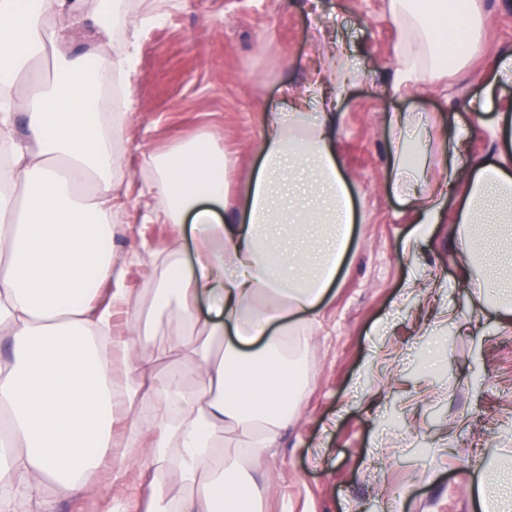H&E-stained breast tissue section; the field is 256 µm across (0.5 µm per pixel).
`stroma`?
Here are the masks:
<instances>
[{
  "label": "stroma",
  "instance_id": "35a3bbf8",
  "mask_svg": "<svg viewBox=\"0 0 512 512\" xmlns=\"http://www.w3.org/2000/svg\"><path fill=\"white\" fill-rule=\"evenodd\" d=\"M155 0H122L111 36L79 28L73 50L112 53L124 25L152 13ZM482 24L471 59L426 90L389 96L398 29L385 0H182L142 33L130 91L138 110L112 137L126 176L112 189V288L137 302L149 346L168 347L178 328L146 299L164 274L160 258H194L189 231L146 219L154 157L210 135L232 165L228 207L241 206L263 114L304 89L315 31L346 49L366 79L336 99V152L351 180L356 221L338 279L301 339L307 373L296 413L251 470L266 495L260 512H479L468 487L474 465L512 453V329L480 310L478 291L455 260L456 228L432 225L412 254L409 211L388 191L386 115H433L446 136L459 121L485 127L466 142L479 156L494 141L496 112L512 113V85L497 87L496 112L481 101L502 50L512 47V0H478ZM422 287L404 296L406 281ZM96 492L58 496L55 512H104L110 472Z\"/></svg>",
  "mask_w": 512,
  "mask_h": 512
}]
</instances>
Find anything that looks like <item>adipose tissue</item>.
Listing matches in <instances>:
<instances>
[{"instance_id": "1", "label": "adipose tissue", "mask_w": 512, "mask_h": 512, "mask_svg": "<svg viewBox=\"0 0 512 512\" xmlns=\"http://www.w3.org/2000/svg\"><path fill=\"white\" fill-rule=\"evenodd\" d=\"M180 0H158L156 11L127 26L112 58L69 51L75 20L96 15L111 33L117 0H0V144L12 151L0 167V333L10 353L0 358V411L9 430L0 438V512L25 500L32 512H53L45 487L79 495L108 464L122 489L134 463L153 471L140 491L145 512H254L261 488L243 477L244 462L224 448L225 428L251 441L264 458L296 410L288 390V336L316 319L349 250L353 207L347 176L336 158L332 113L341 90L364 73L326 36H318V65L306 93L265 113L260 164L247 186L244 215L215 211L226 199L222 150L200 137L159 157L149 187L164 224L191 221L196 265L169 264L160 292L179 328L173 337L182 362L166 378L144 383L164 352L141 340L139 320L116 344L120 370L98 352L99 331L112 310L92 303L112 277V184L123 176L110 138L120 113L103 111L100 91L114 71L134 73L144 27ZM400 25L392 49L397 63L388 94L436 84L458 26L444 6L427 11L416 0H388ZM23 113L28 139L15 136ZM394 191L414 209L412 252L432 224L444 223L441 201L464 188L452 219L463 280L493 279L491 311L512 327V139L496 152L461 153L473 133L459 126L448 141L452 163L416 165L409 147L417 128L446 141L436 120L415 113L389 116ZM208 299L214 316L199 320ZM128 425V445L112 438L115 414ZM175 471L172 493L163 475Z\"/></svg>"}]
</instances>
